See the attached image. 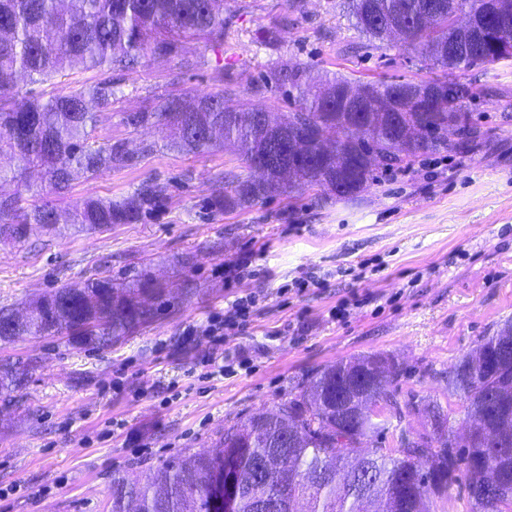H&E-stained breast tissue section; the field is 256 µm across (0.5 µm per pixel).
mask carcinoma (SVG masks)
<instances>
[{"instance_id": "1", "label": "carcinoma", "mask_w": 512, "mask_h": 512, "mask_svg": "<svg viewBox=\"0 0 512 512\" xmlns=\"http://www.w3.org/2000/svg\"><path fill=\"white\" fill-rule=\"evenodd\" d=\"M426 0H352L353 26L371 40L381 31L364 22L371 6L386 19L416 10ZM451 3L405 42L433 61L443 75L432 80L352 85L334 78L281 120L270 112L254 122V110L227 112L217 93L188 104L167 96L154 112L127 118L134 126L171 125L182 150L202 152L216 139L233 141L261 180L239 182L218 209L231 210L300 186H323L346 198L368 187L378 168L447 144L448 130L466 148L480 136L464 100L448 105L445 82L459 69L495 63L492 46L481 54L448 59L456 36L453 14L479 16L488 0ZM224 0H0V159L21 156L40 169L46 186L25 185V193L0 197V238L17 243L58 224L103 231L114 224H136L158 203L162 190L141 184L121 200L87 198L68 212L45 197L60 194L72 181L132 165L119 141L100 144L93 132L112 118L116 86L108 73L128 69L151 54H172L179 38L205 36L224 49ZM96 70L103 77L48 96L16 92L22 80L48 83L67 69ZM164 287L148 278L119 293L112 280L89 279L82 287L62 286L29 307L24 315L0 307V341L22 334L61 333L80 347L118 342L150 323ZM36 361L0 364V394L23 387ZM398 364L363 356L314 371L306 390L277 410L252 415L224 430L215 449L175 458L153 470L147 484L112 475L110 512H216L213 498L231 490L229 512H294L303 499L307 512H371L381 499L386 512H431L430 494L443 493L465 476L473 512H512V323L504 324L463 357L448 374V391L465 405L473 431L460 446L449 416L432 406L433 433L406 438L395 450L365 451L363 440L378 427L358 405L401 413L393 383Z\"/></svg>"}]
</instances>
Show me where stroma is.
<instances>
[{
	"mask_svg": "<svg viewBox=\"0 0 512 512\" xmlns=\"http://www.w3.org/2000/svg\"><path fill=\"white\" fill-rule=\"evenodd\" d=\"M224 18L223 51L187 37L168 57L113 72L112 119L95 135L122 142L137 161L56 197L64 208L119 200L149 181L163 190L159 206L104 232L63 226L0 240V307L98 276L122 289L146 275L166 289L154 321L109 347L52 335L0 341V363L38 362L22 389L0 396V512H108L113 475L144 481L165 461L211 450L225 427L276 410L317 369L362 356L398 364L401 408L366 448L430 433V400L457 437L467 432L448 373L512 321V61L459 73L473 91L464 109L482 131L471 149L450 144L378 169L350 198L305 187L220 212L214 199L252 176L236 147L181 152L172 130L129 126L128 115L172 92L220 93L227 108L285 115L301 91L336 76L419 81L438 72L404 42H369L349 0H224ZM185 58L194 67L182 68ZM287 66L304 70L303 89L283 80ZM244 254L252 274L228 287L224 268ZM306 274L316 283L297 292ZM249 293L258 302L248 328L222 344L234 371L209 377L201 331ZM344 300L339 321L331 311Z\"/></svg>",
	"mask_w": 512,
	"mask_h": 512,
	"instance_id": "obj_1",
	"label": "stroma"
}]
</instances>
